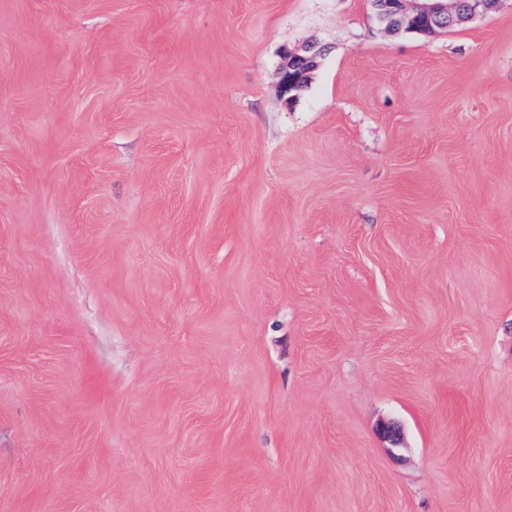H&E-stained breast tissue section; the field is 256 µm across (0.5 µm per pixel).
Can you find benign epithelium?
<instances>
[{"label": "benign epithelium", "instance_id": "7a95c632", "mask_svg": "<svg viewBox=\"0 0 512 512\" xmlns=\"http://www.w3.org/2000/svg\"><path fill=\"white\" fill-rule=\"evenodd\" d=\"M382 12L395 16L400 28L433 35L459 26L477 14L495 10L498 0H469L462 10L459 0H373ZM324 49L310 43L297 52H287L279 72V84L289 99L297 97L305 87L309 74L317 67Z\"/></svg>", "mask_w": 512, "mask_h": 512}]
</instances>
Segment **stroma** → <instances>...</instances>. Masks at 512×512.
Wrapping results in <instances>:
<instances>
[{"mask_svg": "<svg viewBox=\"0 0 512 512\" xmlns=\"http://www.w3.org/2000/svg\"><path fill=\"white\" fill-rule=\"evenodd\" d=\"M0 512H512V0H0ZM372 1L383 13L394 15L397 18L400 25L398 31L405 29L433 35L448 31L449 26H459L476 14H487L495 10L500 0ZM459 1L461 9L458 7ZM324 49L316 43H310L297 52H287L285 63L279 72V84L283 93L294 99L305 87L309 74L317 67L318 59Z\"/></svg>", "mask_w": 512, "mask_h": 512, "instance_id": "stroma-1", "label": "stroma"}]
</instances>
